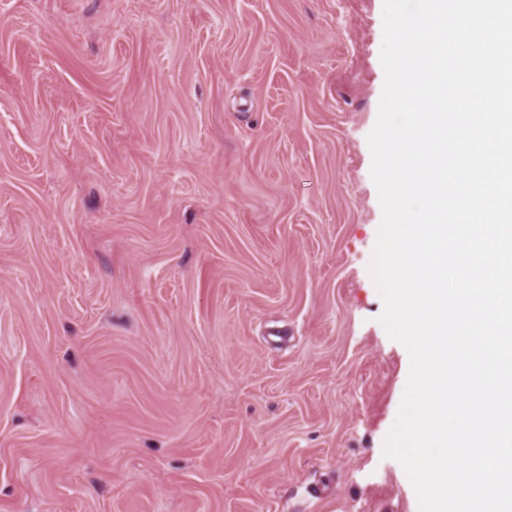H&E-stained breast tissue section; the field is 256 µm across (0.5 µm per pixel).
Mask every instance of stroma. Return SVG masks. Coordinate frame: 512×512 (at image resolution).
Segmentation results:
<instances>
[{
  "label": "stroma",
  "mask_w": 512,
  "mask_h": 512,
  "mask_svg": "<svg viewBox=\"0 0 512 512\" xmlns=\"http://www.w3.org/2000/svg\"><path fill=\"white\" fill-rule=\"evenodd\" d=\"M382 9L0 0V512H418Z\"/></svg>",
  "instance_id": "stroma-1"
}]
</instances>
